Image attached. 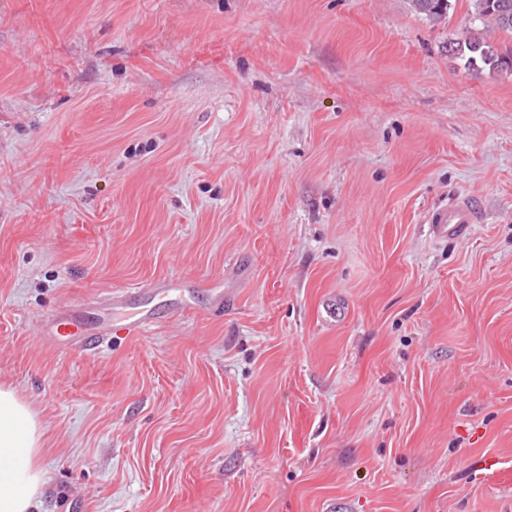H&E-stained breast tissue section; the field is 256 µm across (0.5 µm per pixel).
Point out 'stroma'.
Masks as SVG:
<instances>
[{
	"mask_svg": "<svg viewBox=\"0 0 512 512\" xmlns=\"http://www.w3.org/2000/svg\"><path fill=\"white\" fill-rule=\"evenodd\" d=\"M482 32L471 0H0V387L43 429L37 512H512V73L448 51ZM457 197L479 221L435 241ZM132 288L177 317L49 337ZM55 334L60 335L59 337L69 338L72 336H78L80 347L88 353H97L106 339L105 335H94L87 331H84L80 324L73 320H66L64 322L55 323L53 326Z\"/></svg>",
	"mask_w": 512,
	"mask_h": 512,
	"instance_id": "stroma-1",
	"label": "stroma"
}]
</instances>
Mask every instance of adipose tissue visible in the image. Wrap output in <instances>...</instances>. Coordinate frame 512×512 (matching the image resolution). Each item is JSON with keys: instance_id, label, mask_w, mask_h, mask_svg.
<instances>
[{"instance_id": "ef3b65f1", "label": "adipose tissue", "mask_w": 512, "mask_h": 512, "mask_svg": "<svg viewBox=\"0 0 512 512\" xmlns=\"http://www.w3.org/2000/svg\"><path fill=\"white\" fill-rule=\"evenodd\" d=\"M41 450L36 415L13 390L0 388V459L20 463L14 471L0 470V512H35L45 482Z\"/></svg>"}]
</instances>
